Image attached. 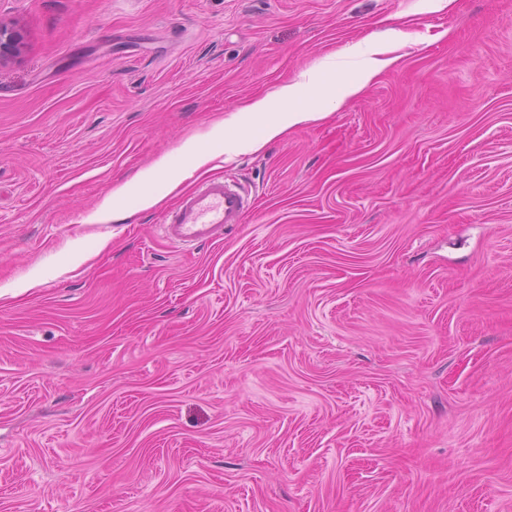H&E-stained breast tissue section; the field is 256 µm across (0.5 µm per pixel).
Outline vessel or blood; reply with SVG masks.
<instances>
[{
  "instance_id": "1",
  "label": "vessel or blood",
  "mask_w": 512,
  "mask_h": 512,
  "mask_svg": "<svg viewBox=\"0 0 512 512\" xmlns=\"http://www.w3.org/2000/svg\"><path fill=\"white\" fill-rule=\"evenodd\" d=\"M249 208L247 189L229 177L213 178L181 196L161 227L170 243L190 247L220 238L229 225L242 223Z\"/></svg>"
}]
</instances>
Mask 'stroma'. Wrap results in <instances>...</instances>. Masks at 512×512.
Masks as SVG:
<instances>
[{
	"mask_svg": "<svg viewBox=\"0 0 512 512\" xmlns=\"http://www.w3.org/2000/svg\"><path fill=\"white\" fill-rule=\"evenodd\" d=\"M424 35L322 123L87 223L383 19ZM0 512H512V0H0ZM104 250H96L99 240ZM16 297H7L9 289ZM21 41L19 29L0 22V64L19 55ZM222 153L216 149L203 148L194 138H188L179 148V154L187 156L191 160L188 172L179 168L173 157H162L151 168L140 171L124 187L111 191L105 197L100 208L88 216L87 223H104L109 221L111 216L114 220L118 216L115 205L123 203L124 194L133 189L138 191L136 208L124 211L123 216H130L136 211L158 206L195 171H207V165ZM250 208V192L224 176L198 183L163 218L166 239L178 247L215 241L224 229L241 224Z\"/></svg>",
	"mask_w": 512,
	"mask_h": 512,
	"instance_id": "stroma-1",
	"label": "stroma"
}]
</instances>
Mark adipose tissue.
<instances>
[{"label":"adipose tissue","instance_id":"adipose-tissue-1","mask_svg":"<svg viewBox=\"0 0 512 512\" xmlns=\"http://www.w3.org/2000/svg\"><path fill=\"white\" fill-rule=\"evenodd\" d=\"M406 38V33L401 30L389 28L379 38L344 44L339 50L340 55L358 62L352 77H326L330 60L322 58L302 73L300 80L279 85L265 96L249 101L229 117L215 121L210 137L223 141V150L201 147L190 138L181 145L180 154L190 159V170L202 171L217 157L229 161L239 154L259 151L265 144L297 127L322 122L341 103L360 95L385 69L398 64L400 58L394 50ZM187 172L170 156L162 157L151 168L140 171L131 181L138 192L137 210H148L161 204L180 187Z\"/></svg>","mask_w":512,"mask_h":512}]
</instances>
